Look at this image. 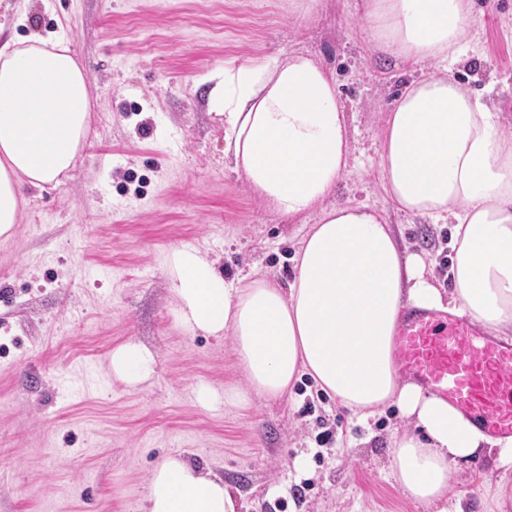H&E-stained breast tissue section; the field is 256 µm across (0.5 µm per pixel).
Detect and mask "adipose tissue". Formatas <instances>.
<instances>
[{
	"label": "adipose tissue",
	"instance_id": "obj_1",
	"mask_svg": "<svg viewBox=\"0 0 512 512\" xmlns=\"http://www.w3.org/2000/svg\"><path fill=\"white\" fill-rule=\"evenodd\" d=\"M363 38L409 69L438 63L395 100L377 146L383 190L407 214L452 227L447 287L420 255L401 250L380 210L330 205L347 171L351 140L336 80L311 57L252 60L212 75L210 106L224 127V156L279 218L317 215L296 256L292 282L226 281L197 248L168 258L175 311L191 334L231 337L245 386L198 385L201 406L244 409L278 398L309 375L358 417L395 404L412 431L393 442L390 468L410 500L448 512L463 462L498 454L491 439L448 402L402 380L393 336L406 309L467 314L497 336L512 334V140L501 115L442 68L463 53L472 0H362ZM89 81L61 41L33 36L0 44V238L21 218L25 187L60 183L91 131ZM156 357L128 342L109 358L133 389ZM143 512H235L221 476L183 454L151 470Z\"/></svg>",
	"mask_w": 512,
	"mask_h": 512
}]
</instances>
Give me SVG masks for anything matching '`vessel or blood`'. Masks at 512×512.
Masks as SVG:
<instances>
[{"label": "vessel or blood", "instance_id": "1", "mask_svg": "<svg viewBox=\"0 0 512 512\" xmlns=\"http://www.w3.org/2000/svg\"><path fill=\"white\" fill-rule=\"evenodd\" d=\"M395 345L402 376L447 401L487 434L512 437V340L468 317L404 312Z\"/></svg>", "mask_w": 512, "mask_h": 512}]
</instances>
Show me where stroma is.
Wrapping results in <instances>:
<instances>
[{"label": "stroma", "mask_w": 512, "mask_h": 512, "mask_svg": "<svg viewBox=\"0 0 512 512\" xmlns=\"http://www.w3.org/2000/svg\"><path fill=\"white\" fill-rule=\"evenodd\" d=\"M469 44L448 75L492 102L512 137V0H473ZM292 0H0V44L65 39L84 66L91 136L57 186L24 190L0 240V512H141L150 469L183 452L224 478L239 512H434L390 475L397 405L360 420L301 376L288 395L246 409L200 406L197 385L244 384L230 340L187 334L168 256L189 245L225 279L292 280L308 225L270 213L224 158L208 74L302 52L337 82L351 136L332 204H366L436 276L450 226L397 211L376 138L412 74L373 55L356 0H321L299 22ZM129 341L156 355L131 389L108 370ZM316 410L303 411L306 401ZM334 425L319 443V417ZM512 483L485 458L454 472L448 495L481 512L476 472Z\"/></svg>", "instance_id": "1"}]
</instances>
